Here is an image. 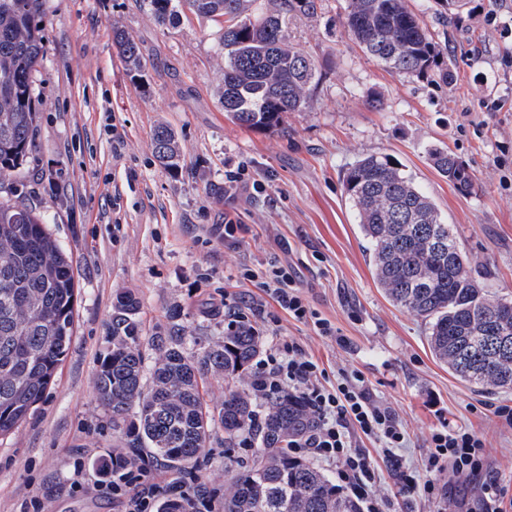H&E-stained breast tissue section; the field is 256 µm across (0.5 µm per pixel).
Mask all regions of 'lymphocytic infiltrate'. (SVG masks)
I'll list each match as a JSON object with an SVG mask.
<instances>
[{
  "instance_id": "f902f5d3",
  "label": "lymphocytic infiltrate",
  "mask_w": 512,
  "mask_h": 512,
  "mask_svg": "<svg viewBox=\"0 0 512 512\" xmlns=\"http://www.w3.org/2000/svg\"><path fill=\"white\" fill-rule=\"evenodd\" d=\"M240 278L254 284L262 295L229 308L225 331L235 330L250 316L265 317L266 306L272 302L293 320L312 326L318 335H335L332 323L311 308L292 267L274 263L262 270L246 267ZM320 375L318 364L291 340L284 344L278 359L256 367L252 387L264 399L286 391L299 395L316 414L318 424L309 438L290 445V452L337 463L338 487L349 491L360 512H385L387 498L374 491V461L358 448L356 436L376 437L389 455L405 441L402 423L390 408L372 401L362 373L344 375L331 389L321 383ZM429 446L423 463L425 473L430 475L446 466L459 482L444 488L430 479L421 484L412 481L408 484L412 492L447 502L452 512H505V498L512 490L491 465L483 436L445 424L432 431ZM95 488L119 499L124 512H153L158 500L169 496L175 497L186 512H217L215 495L204 486L191 487L182 479L159 480L142 465L108 470Z\"/></svg>"
}]
</instances>
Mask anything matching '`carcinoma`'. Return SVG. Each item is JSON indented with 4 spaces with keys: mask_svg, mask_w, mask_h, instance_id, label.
Here are the masks:
<instances>
[{
    "mask_svg": "<svg viewBox=\"0 0 512 512\" xmlns=\"http://www.w3.org/2000/svg\"><path fill=\"white\" fill-rule=\"evenodd\" d=\"M45 0H0V179L10 175L33 146L34 74L45 53ZM255 0H145L154 19L174 23L190 13L222 21L218 37L224 114L246 129L285 131L290 112L312 107L320 72L315 61L288 41V17L313 14L316 0H280L267 12ZM353 40L387 69L409 77L451 70L441 58L448 48L433 41L408 0H350L344 21ZM113 43L128 66L143 62L134 39L113 31ZM154 154L164 166L180 167L175 132L154 131ZM434 168L461 195L479 188L469 164L433 147ZM346 198L367 242L375 280L395 305L428 324L430 350L448 371L481 390L512 389V299L488 284L489 273L460 248L453 225L434 201L386 155L358 156L343 173ZM73 263L36 210L0 202V437L11 433L45 394L70 348L77 301ZM164 334L140 336L139 301L117 297L112 308V349L96 378L100 404L115 427L125 426L126 447L116 461L137 465L140 451L180 472L224 430V450L252 435L260 450L224 492V512H358L322 471L288 452L309 437L314 413L297 396L268 401L254 425L257 399L246 388L224 394L209 408L199 391L202 378L220 373L243 380L264 340L249 324L224 335V344L196 353L173 312ZM157 353L145 362L141 341ZM264 484L249 479L255 469Z\"/></svg>",
    "mask_w": 512,
    "mask_h": 512,
    "instance_id": "obj_1",
    "label": "carcinoma"
}]
</instances>
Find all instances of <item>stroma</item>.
I'll list each match as a JSON object with an SVG mask.
<instances>
[{"label": "stroma", "instance_id": "stroma-1", "mask_svg": "<svg viewBox=\"0 0 512 512\" xmlns=\"http://www.w3.org/2000/svg\"><path fill=\"white\" fill-rule=\"evenodd\" d=\"M317 2L315 14L290 17L288 38L321 77L311 109L290 113L280 134L225 118L212 21L191 15L162 26L143 0H46L33 147L0 183V197L45 216L73 261L79 298L54 382L0 437V512H24L34 496L44 512H121L107 495L69 489L75 458L84 459L91 484L125 443L95 391L117 296L138 299L144 335L164 331L176 311L188 335L210 347L224 341L225 301L252 289L239 282L241 268L273 258L292 266L337 335H316L283 314L261 328V360L293 339L318 361L326 385L360 371L407 432L399 454L410 472L421 473L431 432L449 420L486 436L493 466L512 487V427L493 414L512 406V390L474 392L432 356L425 321L378 288L341 181L358 155H389L433 198L469 257L487 266L496 291L512 296V0H469L452 23L436 15L435 0H409L434 41L455 48L447 83L388 71L343 27L349 0ZM117 28L138 45L142 76L130 75L113 46ZM160 125L178 137V170L154 156ZM433 146L472 165L476 194H459L437 173ZM241 163L267 179L264 197L224 191L225 168ZM228 214L246 227L235 245L215 230ZM364 446L378 462L377 490L390 512H443L402 492L377 439ZM257 451L253 443L225 456L218 432L193 469L221 492Z\"/></svg>", "mask_w": 512, "mask_h": 512}]
</instances>
